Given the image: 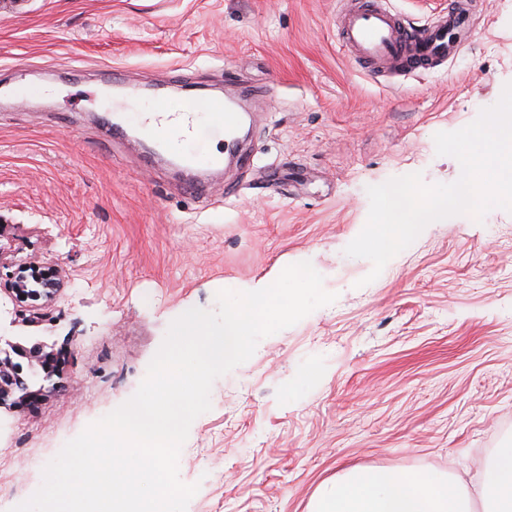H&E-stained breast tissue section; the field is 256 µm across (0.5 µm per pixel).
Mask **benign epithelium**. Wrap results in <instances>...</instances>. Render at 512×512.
<instances>
[{
	"label": "benign epithelium",
	"instance_id": "7a95c632",
	"mask_svg": "<svg viewBox=\"0 0 512 512\" xmlns=\"http://www.w3.org/2000/svg\"><path fill=\"white\" fill-rule=\"evenodd\" d=\"M6 270L9 289L18 295L21 301L39 300L43 297L51 300L55 297L64 279L62 270L53 268L45 273L34 271L31 261H17L11 253L0 247V271ZM36 358L44 363L43 380L51 381V368L54 366L55 354L44 349V345L35 342L29 346L0 337V407L30 404L44 396L45 391L55 387L41 388L36 391L28 389L24 378L13 376L21 360Z\"/></svg>",
	"mask_w": 512,
	"mask_h": 512
}]
</instances>
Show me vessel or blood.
<instances>
[{
    "label": "vessel or blood",
    "instance_id": "vessel-or-blood-1",
    "mask_svg": "<svg viewBox=\"0 0 512 512\" xmlns=\"http://www.w3.org/2000/svg\"><path fill=\"white\" fill-rule=\"evenodd\" d=\"M483 6V0H448L447 11L426 25L414 26L386 8L383 0H345L339 33L362 70L407 76L438 69L475 38L472 20ZM263 94L262 88L237 84L225 91L223 99L196 98L179 112L152 106L143 122L185 143L197 141L204 130L214 131L231 154L236 150L234 133L242 112L247 111L249 100Z\"/></svg>",
    "mask_w": 512,
    "mask_h": 512
}]
</instances>
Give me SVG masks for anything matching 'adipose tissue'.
<instances>
[{"mask_svg":"<svg viewBox=\"0 0 512 512\" xmlns=\"http://www.w3.org/2000/svg\"><path fill=\"white\" fill-rule=\"evenodd\" d=\"M310 512H512V445L472 485L448 473L351 466L318 489Z\"/></svg>","mask_w":512,"mask_h":512,"instance_id":"ef3b65f1","label":"adipose tissue"}]
</instances>
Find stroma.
Wrapping results in <instances>:
<instances>
[{
	"instance_id": "1",
	"label": "stroma",
	"mask_w": 512,
	"mask_h": 512,
	"mask_svg": "<svg viewBox=\"0 0 512 512\" xmlns=\"http://www.w3.org/2000/svg\"><path fill=\"white\" fill-rule=\"evenodd\" d=\"M487 2L447 66L389 85L351 64L338 0H0V239L66 272L16 329L60 360L55 392L0 409V512L133 396L174 319L302 261L337 299L214 381L180 452L199 486L187 512H308L347 466L464 476L512 444V213L427 225L367 285L371 262L345 253L369 186L459 178L435 134L512 82V0ZM230 75L267 92L245 142L255 166L197 199L194 171L148 152L137 114L150 92ZM104 109L127 136H101Z\"/></svg>"
}]
</instances>
